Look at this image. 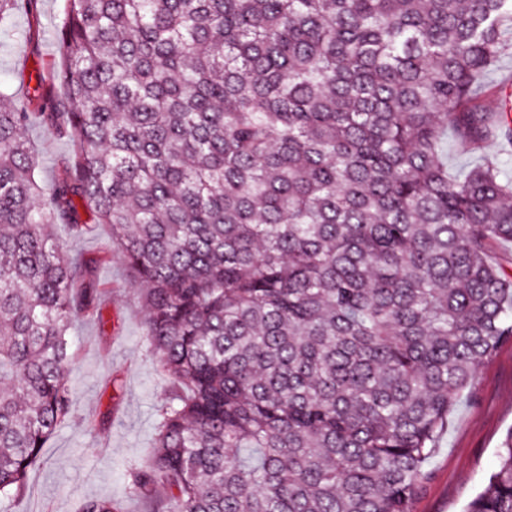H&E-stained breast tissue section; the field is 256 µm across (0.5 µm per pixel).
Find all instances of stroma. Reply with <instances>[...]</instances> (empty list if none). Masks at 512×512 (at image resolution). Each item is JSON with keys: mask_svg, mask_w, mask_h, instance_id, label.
I'll return each instance as SVG.
<instances>
[{"mask_svg": "<svg viewBox=\"0 0 512 512\" xmlns=\"http://www.w3.org/2000/svg\"><path fill=\"white\" fill-rule=\"evenodd\" d=\"M63 5L64 0H36L35 6H23L15 15L19 36L10 51L0 53V82L10 83L19 100L37 97L43 112L63 109L57 47L45 33L62 20ZM29 138L42 164L41 185L51 190L71 145L39 123ZM55 233L71 254L96 261L106 291L97 315L81 319L71 335L70 416L30 468L23 493L0 496V512H79L81 501L93 497L142 512L129 471L154 450L167 382L143 336L141 293L111 253L108 225L84 238L72 237L62 224ZM511 429L512 341L500 345L460 394L411 512H464L495 469L500 443Z\"/></svg>", "mask_w": 512, "mask_h": 512, "instance_id": "35a3bbf8", "label": "stroma"}]
</instances>
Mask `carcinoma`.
Listing matches in <instances>:
<instances>
[{
	"label": "carcinoma",
	"mask_w": 512,
	"mask_h": 512,
	"mask_svg": "<svg viewBox=\"0 0 512 512\" xmlns=\"http://www.w3.org/2000/svg\"><path fill=\"white\" fill-rule=\"evenodd\" d=\"M21 0H0V49ZM512 0H65L63 112L0 85V494L71 411L69 336L140 282L167 379L146 512H410L461 392L512 340V143L482 75ZM73 156L40 201L26 138ZM80 512H121L89 498ZM466 512H512V430ZM446 139V156L448 143V173L457 174L459 171L480 163L484 157L499 155L500 147L495 142H489L483 150L472 151L464 148L458 142L453 130H448Z\"/></svg>",
	"instance_id": "carcinoma-1"
}]
</instances>
